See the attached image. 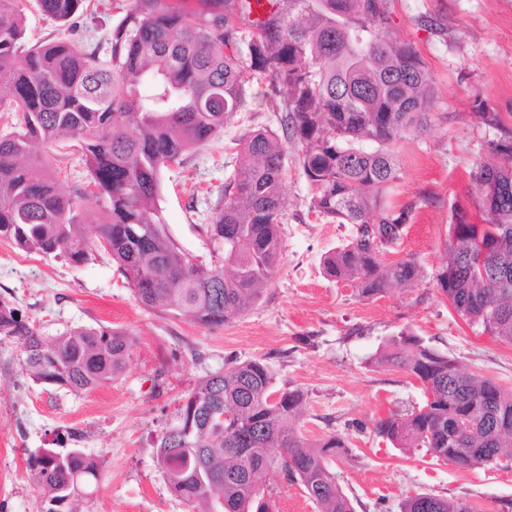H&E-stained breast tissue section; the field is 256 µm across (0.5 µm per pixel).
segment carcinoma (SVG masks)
Returning <instances> with one entry per match:
<instances>
[{
	"label": "carcinoma",
	"mask_w": 512,
	"mask_h": 512,
	"mask_svg": "<svg viewBox=\"0 0 512 512\" xmlns=\"http://www.w3.org/2000/svg\"><path fill=\"white\" fill-rule=\"evenodd\" d=\"M61 24L85 0H36ZM206 12L163 0H134L110 34L109 57L74 41L26 49L19 0H0V107L17 129L0 134V239L75 265L102 250L147 307L185 312L222 327L261 296L283 255L286 154L312 188L311 208L355 228L322 259L324 272L352 281L363 297L419 280L416 259L381 264L410 209L391 208L399 178L393 147L430 121L434 86L410 43L390 36L388 0H272L261 25L248 0H204ZM248 28H243V25ZM269 79L282 135L253 131L239 143L243 163L224 184V205L206 232L222 256H188L167 235L159 206L166 165L204 146L246 101L250 75ZM74 141L86 181L63 193L35 145ZM472 174L478 212L455 210L448 260L437 284L469 324L512 343V140ZM484 260L487 278L472 267ZM0 335L15 337L36 382L83 393L117 378L133 339L108 327H79L47 342L0 301ZM388 366L433 385L427 413L414 408L372 424L396 448L423 447L459 469L512 463V389L463 370L422 337L400 332L382 353ZM262 359L202 378L180 405V434L167 429L157 464L170 491L208 512H272L266 476L304 488L320 512H354L329 463L349 453L344 436L307 438L296 424L300 389L276 390ZM224 411L212 422L210 412ZM455 449L448 456V449ZM28 464L41 512H80L99 464L78 449L42 448ZM401 512H473L465 501L405 498Z\"/></svg>",
	"instance_id": "obj_1"
}]
</instances>
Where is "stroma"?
<instances>
[{
    "label": "stroma",
    "instance_id": "obj_1",
    "mask_svg": "<svg viewBox=\"0 0 512 512\" xmlns=\"http://www.w3.org/2000/svg\"><path fill=\"white\" fill-rule=\"evenodd\" d=\"M132 0H90L69 26L21 0L27 46L68 37L109 53L107 39ZM393 34L426 62L436 99L428 128L399 141L400 178L392 202L409 220L383 262L414 257L416 286L372 298L352 283L327 277L323 256L353 234L311 210V188L287 147L283 255L250 310L217 329L141 304L115 262L104 254L81 265L0 241V300L15 307L44 339L75 327L105 326L131 336L123 373L80 394L34 382L16 339L0 336V512H39L41 499L27 459L38 449L77 448L100 463L97 487L82 512H193L169 490L156 463L161 435L193 384L231 361L266 360L279 389L305 394L301 431L311 439L346 436L349 456L330 467L356 512H399L416 493L463 499L476 512H512V472L459 469L423 448H396L376 438L375 420L422 404L423 391L405 371L378 364L388 341L408 330L467 371L512 388V343L467 325L437 284L457 206L474 208L470 173L512 132V0H389ZM251 83L245 107L205 146L161 172L162 215L173 241L210 262L206 226L224 184L241 164L238 143L255 130L280 132L281 113ZM499 113L491 128L481 109ZM275 512H319L302 488L271 475Z\"/></svg>",
    "mask_w": 512,
    "mask_h": 512
}]
</instances>
